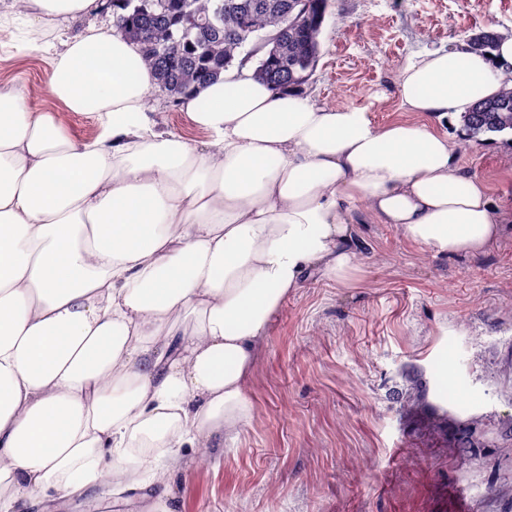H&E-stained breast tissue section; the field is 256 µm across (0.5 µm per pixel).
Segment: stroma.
Returning <instances> with one entry per match:
<instances>
[{"mask_svg":"<svg viewBox=\"0 0 512 512\" xmlns=\"http://www.w3.org/2000/svg\"><path fill=\"white\" fill-rule=\"evenodd\" d=\"M3 13L0 85L95 137L98 117L32 97L48 71L32 40L112 29L111 10L35 27L13 0ZM482 32L512 34V0H330L303 89L384 125L403 116L397 76L411 55ZM149 109L157 129L207 141L167 94L152 91ZM463 162L512 199L495 145L472 142ZM353 232L350 278L309 280L269 326L236 435L183 449L148 485L116 495L104 483L28 512H151L160 498L176 512H512V223L478 256L431 254L360 214ZM444 377L463 384L466 411L442 401ZM464 422L483 430L480 447L458 446Z\"/></svg>","mask_w":512,"mask_h":512,"instance_id":"obj_1","label":"stroma"}]
</instances>
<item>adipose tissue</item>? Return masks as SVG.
<instances>
[{"label": "adipose tissue", "mask_w": 512, "mask_h": 512, "mask_svg": "<svg viewBox=\"0 0 512 512\" xmlns=\"http://www.w3.org/2000/svg\"><path fill=\"white\" fill-rule=\"evenodd\" d=\"M36 96L102 119L76 140L0 88V502L67 496L235 434L257 347L313 274L342 279L356 207L433 254L476 256L512 204L446 125L512 75V35L410 56L415 120L318 105L230 68L183 96L210 136L156 131L154 78L121 35L44 43Z\"/></svg>", "instance_id": "obj_1"}]
</instances>
